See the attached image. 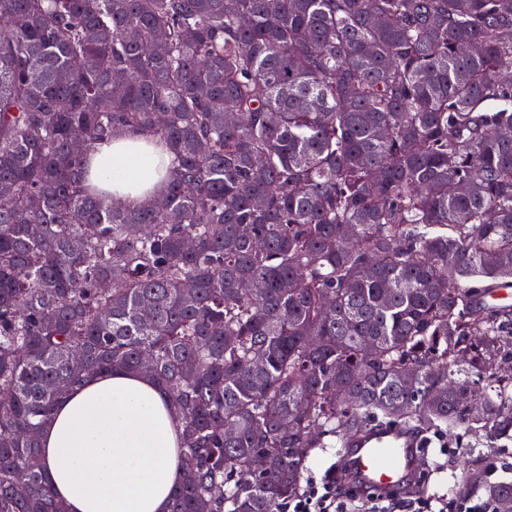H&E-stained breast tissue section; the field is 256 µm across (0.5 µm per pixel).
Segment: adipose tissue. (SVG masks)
Masks as SVG:
<instances>
[{
  "label": "adipose tissue",
  "mask_w": 512,
  "mask_h": 512,
  "mask_svg": "<svg viewBox=\"0 0 512 512\" xmlns=\"http://www.w3.org/2000/svg\"><path fill=\"white\" fill-rule=\"evenodd\" d=\"M169 152L152 135L126 132L87 160L86 185L128 207L165 191ZM168 393L112 370L72 388L41 431L45 477L67 512H168L184 460Z\"/></svg>",
  "instance_id": "1"
}]
</instances>
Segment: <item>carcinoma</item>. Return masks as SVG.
Listing matches in <instances>:
<instances>
[{
	"instance_id": "carcinoma-1",
	"label": "carcinoma",
	"mask_w": 512,
	"mask_h": 512,
	"mask_svg": "<svg viewBox=\"0 0 512 512\" xmlns=\"http://www.w3.org/2000/svg\"><path fill=\"white\" fill-rule=\"evenodd\" d=\"M510 69L512 0H0V512H65L39 432L111 369L169 393L170 512H280L377 424L512 442ZM129 131L136 208L82 176ZM168 164L169 151L152 135L126 132L97 146L84 182L106 200L135 207L164 194Z\"/></svg>"
}]
</instances>
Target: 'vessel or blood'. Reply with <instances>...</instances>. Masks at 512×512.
<instances>
[{
    "label": "vessel or blood",
    "instance_id": "obj_1",
    "mask_svg": "<svg viewBox=\"0 0 512 512\" xmlns=\"http://www.w3.org/2000/svg\"><path fill=\"white\" fill-rule=\"evenodd\" d=\"M418 439L399 427L375 429L348 439L338 472L361 494L384 496L409 488L419 455Z\"/></svg>",
    "mask_w": 512,
    "mask_h": 512
}]
</instances>
